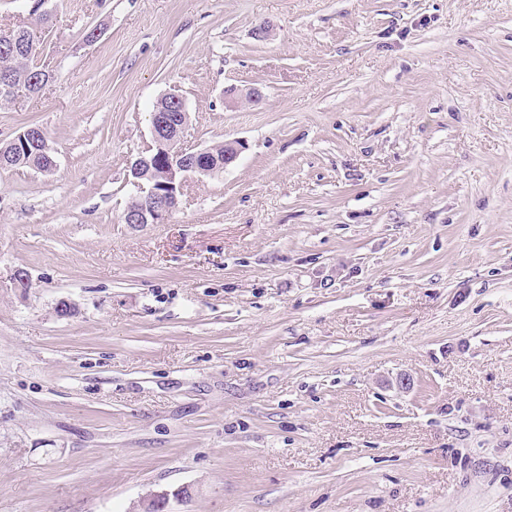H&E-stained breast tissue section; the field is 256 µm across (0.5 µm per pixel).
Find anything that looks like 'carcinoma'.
<instances>
[{
    "mask_svg": "<svg viewBox=\"0 0 512 512\" xmlns=\"http://www.w3.org/2000/svg\"><path fill=\"white\" fill-rule=\"evenodd\" d=\"M32 23L21 25L7 33H0V79L15 80L31 90H41L47 86L43 77L45 73L38 63L37 48L40 39L37 30L48 26L49 14L34 6L30 12ZM9 161V168H33L40 172H52L55 164L46 133L37 131V138L29 148L18 150L7 143L0 147V158Z\"/></svg>",
    "mask_w": 512,
    "mask_h": 512,
    "instance_id": "obj_1",
    "label": "carcinoma"
}]
</instances>
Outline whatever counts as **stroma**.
Masks as SVG:
<instances>
[{
    "label": "stroma",
    "instance_id": "35a3bbf8",
    "mask_svg": "<svg viewBox=\"0 0 512 512\" xmlns=\"http://www.w3.org/2000/svg\"><path fill=\"white\" fill-rule=\"evenodd\" d=\"M44 9L56 79L0 108L57 162L0 170V512H512V0ZM173 90L243 149L123 223ZM193 496L188 486L180 487L173 491L162 490L151 493L144 502L139 504L138 512H159L165 511L170 505L171 498L179 503H186Z\"/></svg>",
    "mask_w": 512,
    "mask_h": 512
}]
</instances>
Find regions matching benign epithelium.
<instances>
[{
    "instance_id": "1",
    "label": "benign epithelium",
    "mask_w": 512,
    "mask_h": 512,
    "mask_svg": "<svg viewBox=\"0 0 512 512\" xmlns=\"http://www.w3.org/2000/svg\"><path fill=\"white\" fill-rule=\"evenodd\" d=\"M248 100L257 102L261 92L250 88L241 93L230 87L224 91V101ZM190 113L185 111L168 118L157 112L151 113L153 146L157 152L146 150L130 167L131 184L135 188L132 203L123 213L127 224H162L179 208L187 183L194 179L209 177L231 165L237 159L242 145L238 142L224 144V164H212L210 149L188 150L180 147ZM192 497L189 487L173 491L162 490L151 493L139 504L138 512H163L170 501L179 504Z\"/></svg>"
}]
</instances>
